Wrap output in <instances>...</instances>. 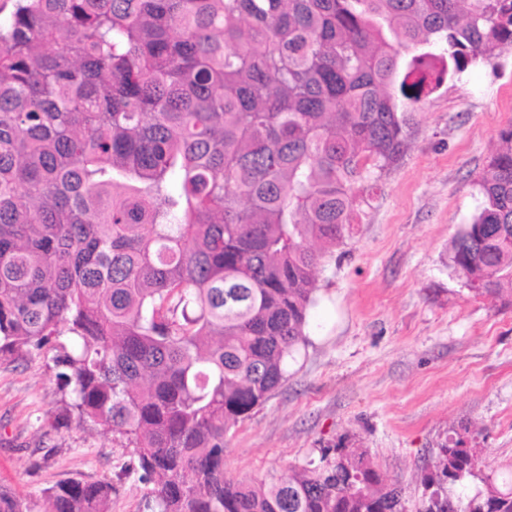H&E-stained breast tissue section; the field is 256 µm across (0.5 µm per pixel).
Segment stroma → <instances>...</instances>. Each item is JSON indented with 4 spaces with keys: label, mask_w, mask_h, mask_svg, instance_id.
Instances as JSON below:
<instances>
[{
    "label": "stroma",
    "mask_w": 512,
    "mask_h": 512,
    "mask_svg": "<svg viewBox=\"0 0 512 512\" xmlns=\"http://www.w3.org/2000/svg\"><path fill=\"white\" fill-rule=\"evenodd\" d=\"M512 49L477 61L413 109L410 147L353 238L317 273L307 341L288 381L224 438V474L271 480L321 449L366 453L418 512L442 444L459 433L485 474L512 471V303L473 295L448 265L477 214L476 181L512 123ZM50 356L0 360V486L43 508L67 477L108 478L111 512H151L131 449L56 420Z\"/></svg>",
    "instance_id": "stroma-1"
}]
</instances>
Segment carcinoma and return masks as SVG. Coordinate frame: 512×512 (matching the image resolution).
Wrapping results in <instances>:
<instances>
[{
	"label": "carcinoma",
	"mask_w": 512,
	"mask_h": 512,
	"mask_svg": "<svg viewBox=\"0 0 512 512\" xmlns=\"http://www.w3.org/2000/svg\"><path fill=\"white\" fill-rule=\"evenodd\" d=\"M512 45V0H0V356L53 353L64 421L133 448L151 512H401L364 454L224 476L288 380L315 272L403 157L407 113ZM449 267L512 292V124ZM462 439L428 477H476ZM480 477V476H478ZM512 512V475L480 477ZM110 480L43 490L110 512ZM0 512H32L0 486Z\"/></svg>",
	"instance_id": "cac0c4a2"
}]
</instances>
